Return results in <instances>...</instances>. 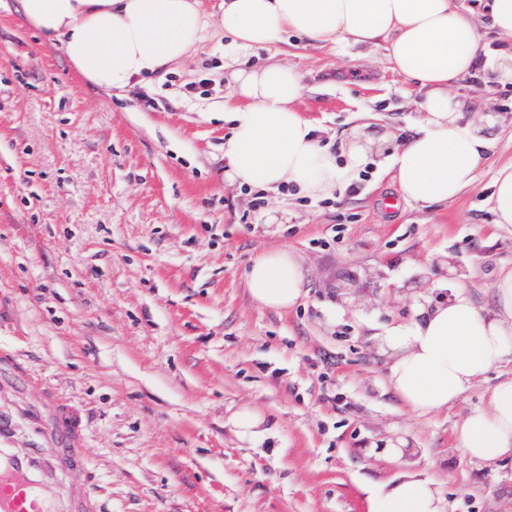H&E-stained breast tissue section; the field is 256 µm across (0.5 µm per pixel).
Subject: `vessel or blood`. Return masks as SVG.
Wrapping results in <instances>:
<instances>
[{"mask_svg":"<svg viewBox=\"0 0 512 512\" xmlns=\"http://www.w3.org/2000/svg\"><path fill=\"white\" fill-rule=\"evenodd\" d=\"M57 403V422L36 447L8 446L15 419L0 414V512H101L83 433L66 403ZM62 466L70 471L65 487L56 481Z\"/></svg>","mask_w":512,"mask_h":512,"instance_id":"obj_1","label":"vessel or blood"}]
</instances>
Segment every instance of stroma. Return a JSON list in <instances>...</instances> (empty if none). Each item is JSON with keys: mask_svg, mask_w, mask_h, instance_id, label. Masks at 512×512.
<instances>
[{"mask_svg": "<svg viewBox=\"0 0 512 512\" xmlns=\"http://www.w3.org/2000/svg\"><path fill=\"white\" fill-rule=\"evenodd\" d=\"M224 32L163 77L104 92L0 0V346L79 415L105 512H366L365 486L435 479L446 512H512V459L489 466L454 428L486 406L487 383L428 416L387 388L373 328L406 318L416 291L465 284L493 302L512 268V225L494 221L498 169L512 162V86L457 82L494 147L472 189L446 204L402 200L389 156L358 192L316 200L224 180ZM303 77L299 109L342 149L354 135L404 137L418 93L384 47L339 54L299 38L249 55ZM206 90H197L201 78ZM284 247L307 295L285 311L251 300L246 272ZM448 262V277L433 274ZM23 388L14 443L39 444ZM266 435L241 441L234 418ZM402 435L415 456L374 448ZM233 424L236 428L237 436L242 441L250 443L258 442L266 433V429L262 428V419L255 414L243 415L236 418Z\"/></svg>", "mask_w": 512, "mask_h": 512, "instance_id": "1", "label": "stroma"}]
</instances>
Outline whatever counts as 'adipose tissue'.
<instances>
[{
  "label": "adipose tissue",
  "mask_w": 512,
  "mask_h": 512,
  "mask_svg": "<svg viewBox=\"0 0 512 512\" xmlns=\"http://www.w3.org/2000/svg\"><path fill=\"white\" fill-rule=\"evenodd\" d=\"M26 20L59 42L66 57L104 91L141 83L181 62L210 24L200 0H21ZM490 26L505 44L485 65L477 20L453 0H224L218 17L228 35L224 66L227 181L302 197H329L364 166L367 147L336 155L298 109L300 74L280 62L246 66L253 50L296 33L308 44L344 52L385 46L394 71L417 86L421 118L399 143L392 166L403 196L428 205L456 199L476 181L491 149L481 124L468 119L454 83L487 69L512 83V0H491ZM251 298L285 310L303 296L304 268L285 248L255 257L246 273ZM494 308H480L467 287L448 302L412 297L409 319L385 328L390 388L419 416L448 409L492 369L512 362V271L495 288ZM458 448L494 464L512 458V376L488 390V405L457 425ZM367 512H443L438 486L409 474L370 490Z\"/></svg>",
  "instance_id": "1"
}]
</instances>
